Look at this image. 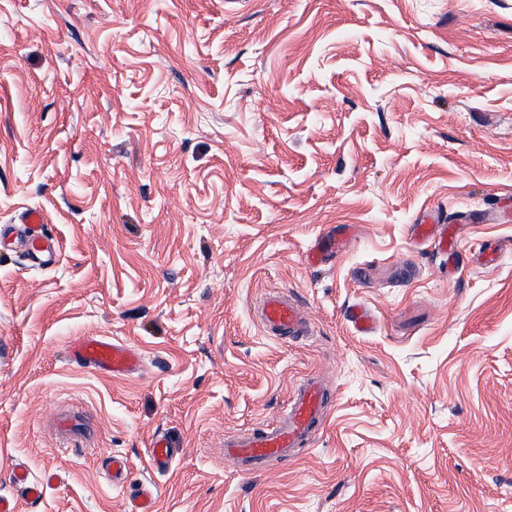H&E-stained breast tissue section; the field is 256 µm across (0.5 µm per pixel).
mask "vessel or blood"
I'll return each instance as SVG.
<instances>
[{
	"label": "vessel or blood",
	"mask_w": 512,
	"mask_h": 512,
	"mask_svg": "<svg viewBox=\"0 0 512 512\" xmlns=\"http://www.w3.org/2000/svg\"><path fill=\"white\" fill-rule=\"evenodd\" d=\"M44 215L40 210H28L21 224L0 227V251L19 253L31 266L47 269L57 264L60 244L43 232ZM458 226L441 223L434 215L424 216L413 225L416 242H435L439 252L449 264L458 260ZM349 228L319 238L306 252L311 265L322 264L331 252L342 249L350 240ZM254 314L263 333L274 339H293L311 335L308 316L297 301L276 290L260 295ZM69 354L85 367L113 377H126L138 372L142 359L125 340L116 336H82L70 341ZM335 399L333 387L321 376H309L299 381L285 407L269 423L253 432L228 437L224 440V456L243 471H263L273 459L294 458L300 448L306 447L326 422V413ZM55 428L63 446L79 441L80 422L74 414L65 412L57 416Z\"/></svg>",
	"instance_id": "b4317fda"
}]
</instances>
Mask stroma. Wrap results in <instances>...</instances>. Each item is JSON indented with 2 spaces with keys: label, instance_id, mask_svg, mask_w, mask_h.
<instances>
[{
  "label": "stroma",
  "instance_id": "obj_1",
  "mask_svg": "<svg viewBox=\"0 0 512 512\" xmlns=\"http://www.w3.org/2000/svg\"><path fill=\"white\" fill-rule=\"evenodd\" d=\"M32 208L61 256L0 255L15 512H129L144 483L154 512H512V0H0V224ZM430 211L462 227L455 269L411 238ZM266 289L313 336H263ZM86 335L143 369L70 361ZM313 373L336 399L309 446L225 459ZM63 407L91 443L59 451ZM351 236V229L343 227L337 234H332L325 239L317 238L306 252L307 263L309 265L322 264L331 252L342 249L350 240ZM68 353L85 367L112 377H126L141 368V356L118 336H81L69 342Z\"/></svg>",
  "mask_w": 512,
  "mask_h": 512
}]
</instances>
